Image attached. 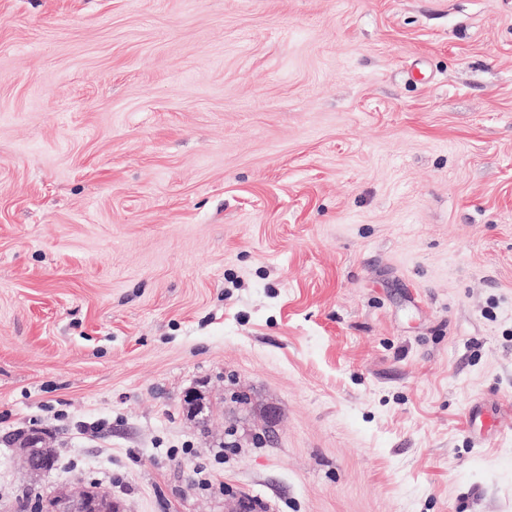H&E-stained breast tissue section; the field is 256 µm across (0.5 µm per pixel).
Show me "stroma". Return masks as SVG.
Here are the masks:
<instances>
[{"mask_svg": "<svg viewBox=\"0 0 512 512\" xmlns=\"http://www.w3.org/2000/svg\"><path fill=\"white\" fill-rule=\"evenodd\" d=\"M92 487L512 512V0H0V512ZM12 443L17 445L24 464L31 474L38 476L52 468L54 450L45 446L42 433L33 434L30 432L25 434L19 432L12 439Z\"/></svg>", "mask_w": 512, "mask_h": 512, "instance_id": "35a3bbf8", "label": "stroma"}]
</instances>
